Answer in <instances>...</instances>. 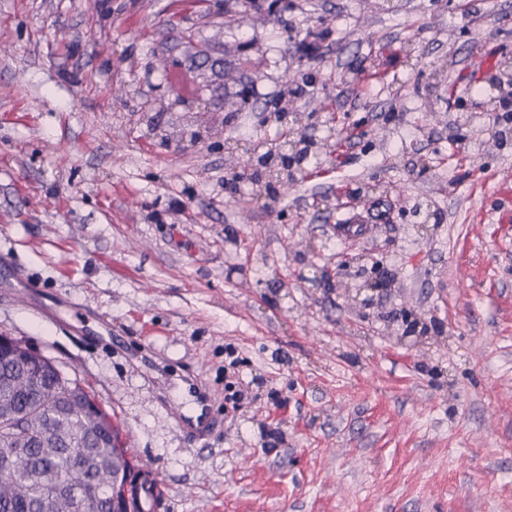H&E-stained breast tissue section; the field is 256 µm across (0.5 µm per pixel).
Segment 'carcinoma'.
<instances>
[{
    "mask_svg": "<svg viewBox=\"0 0 512 512\" xmlns=\"http://www.w3.org/2000/svg\"><path fill=\"white\" fill-rule=\"evenodd\" d=\"M61 392L59 378L37 376L0 354V413L14 416L12 428L0 431V449H24L0 474V512H112L111 439L86 416L64 413ZM82 450V468L73 471L70 455Z\"/></svg>",
    "mask_w": 512,
    "mask_h": 512,
    "instance_id": "cac0c4a2",
    "label": "carcinoma"
}]
</instances>
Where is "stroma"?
<instances>
[{
    "instance_id": "1",
    "label": "stroma",
    "mask_w": 512,
    "mask_h": 512,
    "mask_svg": "<svg viewBox=\"0 0 512 512\" xmlns=\"http://www.w3.org/2000/svg\"><path fill=\"white\" fill-rule=\"evenodd\" d=\"M495 79L512 0H0V333L115 414L154 512H512ZM305 138L261 195L252 146ZM189 378L222 420L195 443Z\"/></svg>"
}]
</instances>
